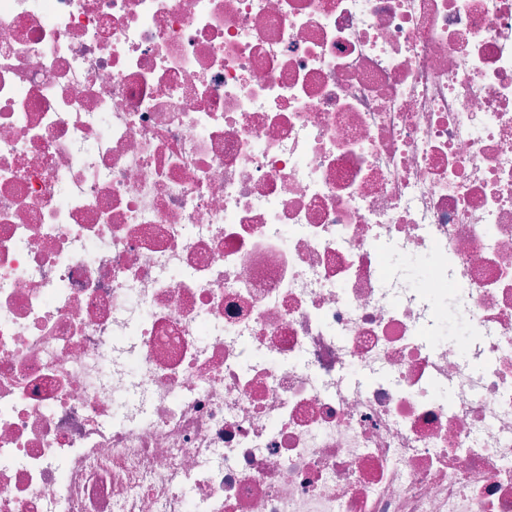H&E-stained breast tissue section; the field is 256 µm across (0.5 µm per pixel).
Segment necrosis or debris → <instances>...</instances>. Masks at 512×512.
I'll return each instance as SVG.
<instances>
[{
	"instance_id": "obj_1",
	"label": "necrosis or debris",
	"mask_w": 512,
	"mask_h": 512,
	"mask_svg": "<svg viewBox=\"0 0 512 512\" xmlns=\"http://www.w3.org/2000/svg\"><path fill=\"white\" fill-rule=\"evenodd\" d=\"M0 512H512V0H0Z\"/></svg>"
}]
</instances>
